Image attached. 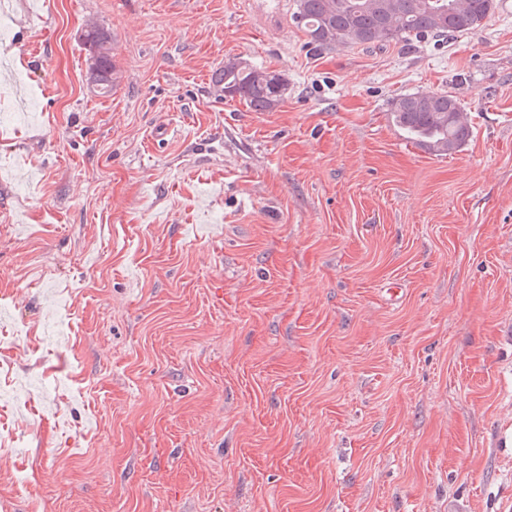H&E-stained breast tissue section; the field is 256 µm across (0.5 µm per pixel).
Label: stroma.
Here are the masks:
<instances>
[{
    "label": "stroma",
    "instance_id": "35a3bbf8",
    "mask_svg": "<svg viewBox=\"0 0 512 512\" xmlns=\"http://www.w3.org/2000/svg\"><path fill=\"white\" fill-rule=\"evenodd\" d=\"M296 8L0 0V512H512V0L330 49ZM410 93L470 137L407 141ZM103 52L101 46L93 49V55L99 56ZM112 71V83L108 80V75ZM88 80L96 86L99 94H109L117 86L120 78V69L111 56L110 51L107 55L99 56L94 65L91 64L88 72ZM266 73L243 61H228L215 73L214 85L224 96L239 97L255 112L274 109L282 100L266 81ZM390 115L406 139L437 155L456 151L471 133L460 103L446 93L403 94Z\"/></svg>",
    "mask_w": 512,
    "mask_h": 512
}]
</instances>
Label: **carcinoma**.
Instances as JSON below:
<instances>
[{
	"label": "carcinoma",
	"instance_id": "carcinoma-1",
	"mask_svg": "<svg viewBox=\"0 0 512 512\" xmlns=\"http://www.w3.org/2000/svg\"><path fill=\"white\" fill-rule=\"evenodd\" d=\"M495 9L496 0H297L294 20L319 48L370 47L413 37H453L481 26ZM109 38L97 26L82 33L88 50ZM119 78L120 69L109 54L89 67L88 80L101 94L111 93ZM214 85L255 112L270 111L281 101L266 73L243 61L224 63ZM390 115L406 139L437 155L456 151L470 136L460 103L446 93L403 94L392 101Z\"/></svg>",
	"mask_w": 512,
	"mask_h": 512
}]
</instances>
